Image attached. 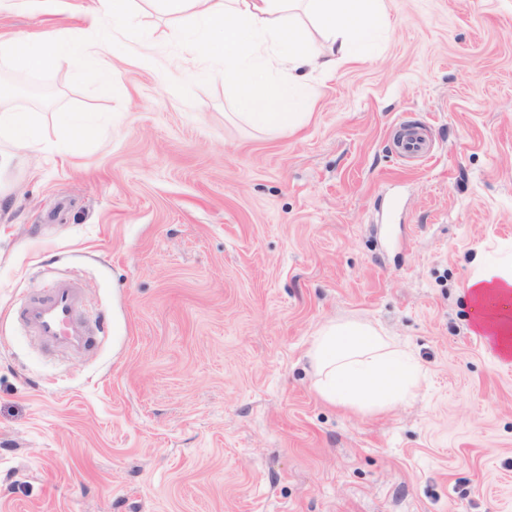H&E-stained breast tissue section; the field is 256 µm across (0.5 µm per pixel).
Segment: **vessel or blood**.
Segmentation results:
<instances>
[{
  "instance_id": "obj_1",
  "label": "vessel or blood",
  "mask_w": 512,
  "mask_h": 512,
  "mask_svg": "<svg viewBox=\"0 0 512 512\" xmlns=\"http://www.w3.org/2000/svg\"><path fill=\"white\" fill-rule=\"evenodd\" d=\"M398 150L419 160L429 155L422 132L410 126L406 127ZM83 305L79 284L61 279L47 293L27 297L21 316L27 331L46 350L80 353L93 343V333L83 317Z\"/></svg>"
}]
</instances>
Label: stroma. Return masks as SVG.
I'll return each instance as SVG.
<instances>
[{
  "label": "stroma",
  "instance_id": "stroma-1",
  "mask_svg": "<svg viewBox=\"0 0 512 512\" xmlns=\"http://www.w3.org/2000/svg\"><path fill=\"white\" fill-rule=\"evenodd\" d=\"M129 43L168 75L107 58L0 79L94 135L0 174V512H512V358L474 321L480 250L512 248V0H386L369 60L315 82L294 132L235 115L223 79L188 78L173 24L133 0ZM94 42L74 12L0 13V33ZM426 126L400 159L401 122ZM59 278L102 331L46 352L15 317ZM365 320L423 373L374 414L313 389L307 351ZM405 134L398 145L399 152L404 156H410L423 160L430 155L429 148L422 132L416 127H405Z\"/></svg>",
  "mask_w": 512,
  "mask_h": 512
}]
</instances>
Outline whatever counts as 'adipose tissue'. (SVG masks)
<instances>
[{"label": "adipose tissue", "mask_w": 512, "mask_h": 512, "mask_svg": "<svg viewBox=\"0 0 512 512\" xmlns=\"http://www.w3.org/2000/svg\"><path fill=\"white\" fill-rule=\"evenodd\" d=\"M130 0H84L88 29L100 30L94 44L77 45L46 30L35 35L0 36V57L35 71L46 64L81 65L96 78L101 93L112 88L105 57L160 65L153 42L129 46L123 31L132 18ZM167 16H188L174 42L185 60L222 65L225 82L234 84L236 105L254 126L292 130L315 103L314 74L365 60L388 26L386 0H152ZM314 27L331 43L322 51L307 35ZM45 141L31 106L0 98V173L32 154ZM477 295L512 294V251L481 260L466 284ZM314 387L325 402L375 412L402 401L420 367L411 353L396 347L373 325L351 321L323 325L308 352Z\"/></svg>", "instance_id": "adipose-tissue-1"}]
</instances>
